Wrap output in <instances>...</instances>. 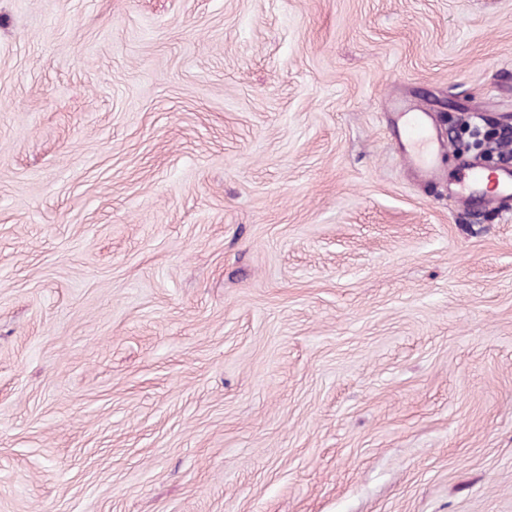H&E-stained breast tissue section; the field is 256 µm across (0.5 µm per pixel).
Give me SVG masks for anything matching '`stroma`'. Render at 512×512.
I'll return each mask as SVG.
<instances>
[{
    "label": "stroma",
    "mask_w": 512,
    "mask_h": 512,
    "mask_svg": "<svg viewBox=\"0 0 512 512\" xmlns=\"http://www.w3.org/2000/svg\"><path fill=\"white\" fill-rule=\"evenodd\" d=\"M510 110L512 0H0V512H512ZM392 106L399 112L397 122L401 125L402 152L406 155L410 168L421 178L442 179L443 171L436 158V153L441 148L430 134L428 114L400 107L396 102ZM468 171L464 180L459 184V192L465 189V184L481 185L484 181L493 179L497 185L501 186V192L498 194L500 199L512 192V163L498 164L492 174H488L484 167L477 162H471L465 165Z\"/></svg>",
    "instance_id": "35a3bbf8"
}]
</instances>
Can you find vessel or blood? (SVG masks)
Wrapping results in <instances>:
<instances>
[{
	"label": "vessel or blood",
	"mask_w": 512,
	"mask_h": 512,
	"mask_svg": "<svg viewBox=\"0 0 512 512\" xmlns=\"http://www.w3.org/2000/svg\"><path fill=\"white\" fill-rule=\"evenodd\" d=\"M397 122L401 126V146L411 169L424 179L442 178L443 171L437 163L436 154L440 146L431 134L427 114L400 109ZM465 184L479 185L486 180H494L502 192H512V163L497 165L494 172H487L479 163L471 162L466 166Z\"/></svg>",
	"instance_id": "vessel-or-blood-1"
}]
</instances>
